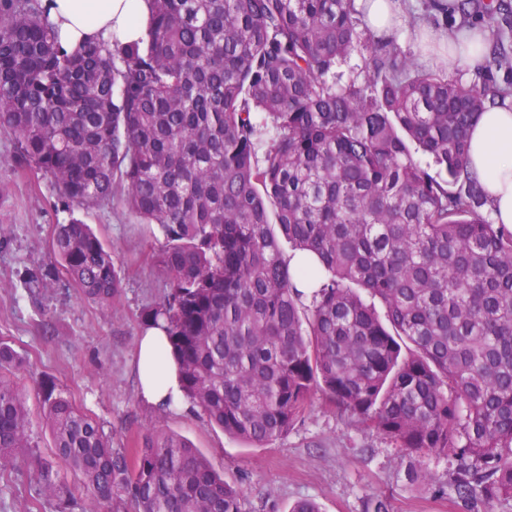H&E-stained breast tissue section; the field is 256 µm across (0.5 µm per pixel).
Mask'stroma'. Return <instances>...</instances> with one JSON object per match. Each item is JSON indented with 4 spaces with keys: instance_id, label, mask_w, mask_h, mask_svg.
I'll list each match as a JSON object with an SVG mask.
<instances>
[{
    "instance_id": "1",
    "label": "stroma",
    "mask_w": 512,
    "mask_h": 512,
    "mask_svg": "<svg viewBox=\"0 0 512 512\" xmlns=\"http://www.w3.org/2000/svg\"><path fill=\"white\" fill-rule=\"evenodd\" d=\"M432 0H408L395 45L418 68L440 71L447 43L425 48L421 30L444 33ZM78 218L111 250L122 278L115 306L84 300L50 256L56 225ZM0 224L11 227L0 245V340L21 352L27 366L16 375L26 393L32 441L52 445L38 392L54 380L85 413L137 460L144 436L173 435L207 457L238 486L246 512H289L298 500H316L322 512H362L365 495L387 498L391 512H462L454 496H433L407 484L398 448L369 428L314 400L293 429L256 447L208 424L190 402L173 409L143 403L133 372L141 311L159 301L166 280L151 255L160 233L139 224L120 202L91 210L62 201L52 183L19 163L12 135L0 130Z\"/></svg>"
}]
</instances>
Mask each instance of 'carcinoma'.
Listing matches in <instances>:
<instances>
[{
	"mask_svg": "<svg viewBox=\"0 0 512 512\" xmlns=\"http://www.w3.org/2000/svg\"><path fill=\"white\" fill-rule=\"evenodd\" d=\"M147 2L146 39L72 52L43 0H0V128L62 200L116 199L161 230L166 292L141 317L169 336L185 398L263 446L319 393L405 451L410 485L512 512V230L491 219L468 142L512 80L465 85L386 52L337 81L371 48L355 0ZM454 2L443 16L493 34L476 74L487 58L512 70V0ZM290 251L317 265L291 268ZM52 252L84 299L115 303L122 279L89 225H57ZM24 365L0 341V468L26 456L56 512H243L187 442L148 436L132 465L52 381L42 454Z\"/></svg>",
	"mask_w": 512,
	"mask_h": 512,
	"instance_id": "carcinoma-1",
	"label": "carcinoma"
}]
</instances>
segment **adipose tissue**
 Returning a JSON list of instances; mask_svg holds the SVG:
<instances>
[{"label":"adipose tissue","mask_w":512,"mask_h":512,"mask_svg":"<svg viewBox=\"0 0 512 512\" xmlns=\"http://www.w3.org/2000/svg\"><path fill=\"white\" fill-rule=\"evenodd\" d=\"M51 20L67 49L90 39L128 44L146 36L147 0H49ZM472 167L489 199L495 223L512 230V97L484 112L469 135ZM135 371L142 400L157 408L185 397L165 331L146 326L137 339Z\"/></svg>","instance_id":"1"}]
</instances>
